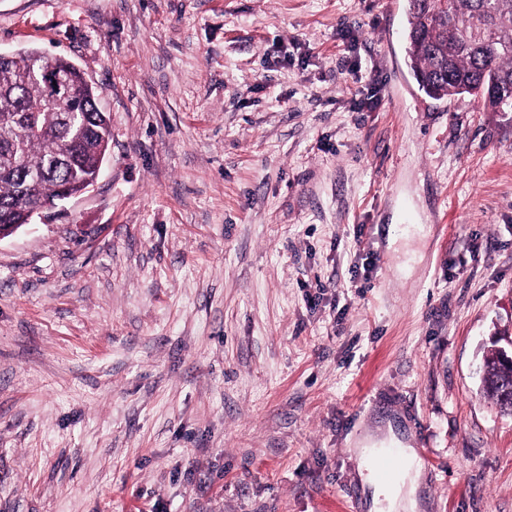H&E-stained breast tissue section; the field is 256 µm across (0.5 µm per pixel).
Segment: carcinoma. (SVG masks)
I'll list each match as a JSON object with an SVG mask.
<instances>
[{"label": "carcinoma", "instance_id": "1", "mask_svg": "<svg viewBox=\"0 0 512 512\" xmlns=\"http://www.w3.org/2000/svg\"><path fill=\"white\" fill-rule=\"evenodd\" d=\"M406 58L419 89L434 99L479 96L512 111V0H407ZM64 73L74 97L46 94L42 64ZM93 88L69 60L37 50L0 61V224H21L26 206L71 192L103 163L111 125ZM483 391L501 403L512 374L488 351Z\"/></svg>", "mask_w": 512, "mask_h": 512}]
</instances>
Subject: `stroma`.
<instances>
[{
	"label": "stroma",
	"instance_id": "stroma-1",
	"mask_svg": "<svg viewBox=\"0 0 512 512\" xmlns=\"http://www.w3.org/2000/svg\"><path fill=\"white\" fill-rule=\"evenodd\" d=\"M407 0H0L84 72L93 192L0 240V512H512V112L436 100ZM483 366L482 387L484 394L501 406L502 390L512 384L510 371L495 361L493 349H490L485 355ZM420 478V471L416 458L411 448H404L402 462L399 470L386 483L371 480L374 488L372 505L373 509L380 508L383 501L389 508L416 509V491Z\"/></svg>",
	"mask_w": 512,
	"mask_h": 512
}]
</instances>
